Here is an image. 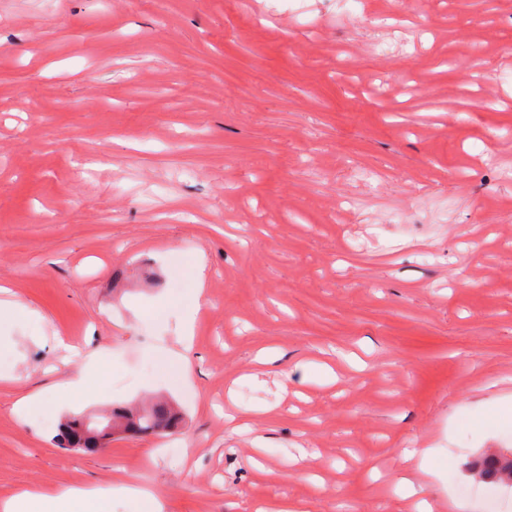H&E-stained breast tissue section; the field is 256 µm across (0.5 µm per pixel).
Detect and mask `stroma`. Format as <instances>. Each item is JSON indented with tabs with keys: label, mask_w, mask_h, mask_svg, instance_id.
I'll use <instances>...</instances> for the list:
<instances>
[{
	"label": "stroma",
	"mask_w": 512,
	"mask_h": 512,
	"mask_svg": "<svg viewBox=\"0 0 512 512\" xmlns=\"http://www.w3.org/2000/svg\"><path fill=\"white\" fill-rule=\"evenodd\" d=\"M297 5L0 0V284L42 316L0 323V503L132 478L163 512H413L406 476L512 512L469 467L512 448L484 417L512 394V0H424L388 58ZM199 285L183 372L162 305ZM61 338L112 353L80 415L162 396L179 431L59 448L64 414L13 405Z\"/></svg>",
	"instance_id": "stroma-1"
}]
</instances>
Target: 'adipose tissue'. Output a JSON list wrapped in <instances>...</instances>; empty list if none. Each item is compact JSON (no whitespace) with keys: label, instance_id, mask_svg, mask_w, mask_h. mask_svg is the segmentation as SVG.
I'll use <instances>...</instances> for the list:
<instances>
[{"label":"adipose tissue","instance_id":"1","mask_svg":"<svg viewBox=\"0 0 512 512\" xmlns=\"http://www.w3.org/2000/svg\"><path fill=\"white\" fill-rule=\"evenodd\" d=\"M111 368V356L101 350L93 351L78 373L65 376L53 386L51 396L40 393L24 396L17 401L15 409L24 415L48 403L77 407L86 398L103 392ZM115 497L138 500L145 505L146 512H162L156 497L136 481H125L109 489L61 488L49 493L25 490L1 505L0 512H103V504Z\"/></svg>","mask_w":512,"mask_h":512}]
</instances>
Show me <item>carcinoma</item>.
Masks as SVG:
<instances>
[{
    "mask_svg": "<svg viewBox=\"0 0 512 512\" xmlns=\"http://www.w3.org/2000/svg\"><path fill=\"white\" fill-rule=\"evenodd\" d=\"M179 413L164 400H158L142 408L137 415L127 409L112 410L98 419L84 416L69 418L60 426L58 444L63 448L80 449L86 453L98 450L97 437L116 429L130 432L134 436L146 433H161L175 427ZM503 451L487 455L470 463V468L483 478L512 482V459Z\"/></svg>",
    "mask_w": 512,
    "mask_h": 512,
    "instance_id": "obj_1",
    "label": "carcinoma"
}]
</instances>
